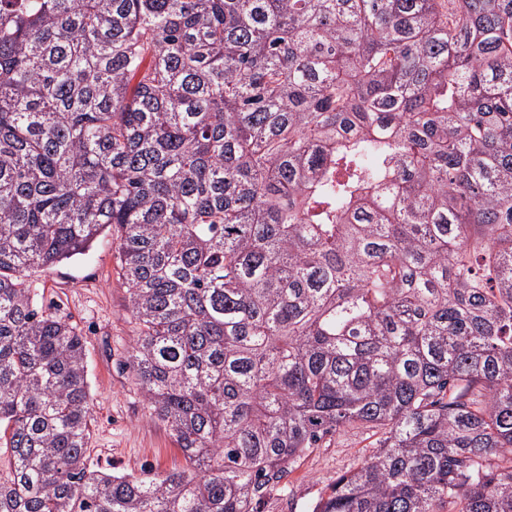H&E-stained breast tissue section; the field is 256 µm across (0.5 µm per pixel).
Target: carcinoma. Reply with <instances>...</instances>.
<instances>
[{
	"mask_svg": "<svg viewBox=\"0 0 512 512\" xmlns=\"http://www.w3.org/2000/svg\"><path fill=\"white\" fill-rule=\"evenodd\" d=\"M109 231L185 466L86 456L29 272ZM512 512V0H0V512ZM364 430L347 429L326 436L320 448L298 462L288 476L285 491L274 492L263 512H308L336 483V478L359 466L371 453L377 437Z\"/></svg>",
	"mask_w": 512,
	"mask_h": 512,
	"instance_id": "obj_1",
	"label": "carcinoma"
}]
</instances>
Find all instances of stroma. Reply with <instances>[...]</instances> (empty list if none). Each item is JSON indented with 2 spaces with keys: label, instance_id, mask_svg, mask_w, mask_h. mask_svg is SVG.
Listing matches in <instances>:
<instances>
[{
  "label": "stroma",
  "instance_id": "stroma-1",
  "mask_svg": "<svg viewBox=\"0 0 512 512\" xmlns=\"http://www.w3.org/2000/svg\"><path fill=\"white\" fill-rule=\"evenodd\" d=\"M31 278L44 308L76 325L85 341L92 409L89 463L137 477L182 469L170 430L146 408L128 366L136 324L111 236H101L89 255L36 269ZM372 444L364 430L326 436L298 462L286 490L267 498L263 512H309L340 475L369 456Z\"/></svg>",
  "mask_w": 512,
  "mask_h": 512
}]
</instances>
